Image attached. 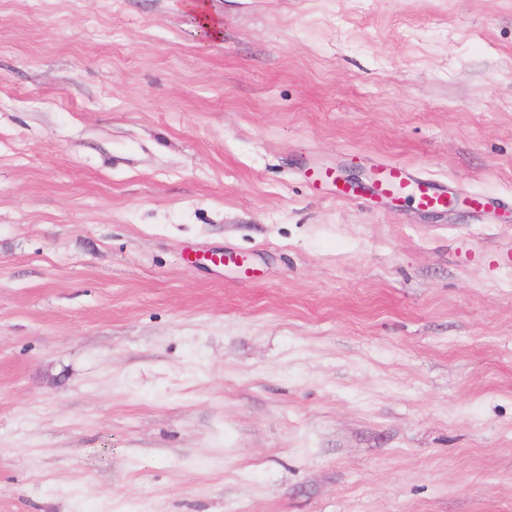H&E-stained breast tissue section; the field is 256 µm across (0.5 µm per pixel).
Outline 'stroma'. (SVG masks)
<instances>
[{"instance_id": "35a3bbf8", "label": "stroma", "mask_w": 512, "mask_h": 512, "mask_svg": "<svg viewBox=\"0 0 512 512\" xmlns=\"http://www.w3.org/2000/svg\"><path fill=\"white\" fill-rule=\"evenodd\" d=\"M0 0V512H512V0ZM229 257L214 265L209 257ZM378 193H403L413 198L422 209L442 208L446 205L448 190L429 179H420L411 175L398 164L383 166L379 184L374 187Z\"/></svg>"}]
</instances>
